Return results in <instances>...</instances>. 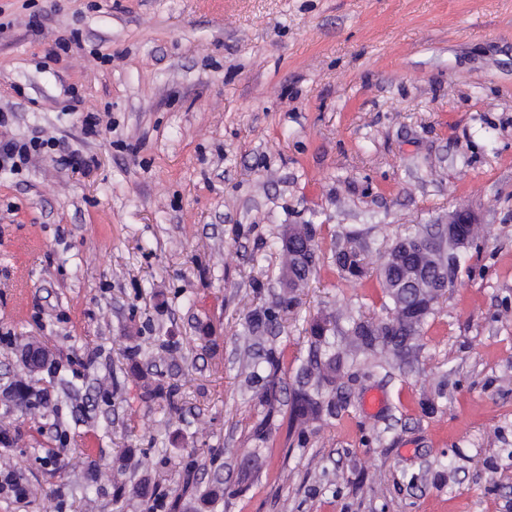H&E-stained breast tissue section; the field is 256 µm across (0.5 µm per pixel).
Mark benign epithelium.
<instances>
[{"label":"benign epithelium","mask_w":512,"mask_h":512,"mask_svg":"<svg viewBox=\"0 0 512 512\" xmlns=\"http://www.w3.org/2000/svg\"><path fill=\"white\" fill-rule=\"evenodd\" d=\"M471 225V232L462 234L458 225ZM480 225L469 210H457L448 220L426 229L418 236L402 237L389 250L386 260L404 270L405 283L417 292L421 305L436 304L448 288L459 252L479 233ZM304 266L315 270L318 254L313 235L302 238L299 247Z\"/></svg>","instance_id":"obj_1"}]
</instances>
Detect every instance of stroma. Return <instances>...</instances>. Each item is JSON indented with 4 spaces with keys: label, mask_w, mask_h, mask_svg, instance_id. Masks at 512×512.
I'll list each match as a JSON object with an SVG mask.
<instances>
[{
    "label": "stroma",
    "mask_w": 512,
    "mask_h": 512,
    "mask_svg": "<svg viewBox=\"0 0 512 512\" xmlns=\"http://www.w3.org/2000/svg\"><path fill=\"white\" fill-rule=\"evenodd\" d=\"M0 110L93 160L0 169V391L51 396L0 402V512H512V0H0ZM460 208L482 233L405 360L338 343V415L290 431L312 322L385 317L383 255ZM294 224L319 264L270 411L243 326Z\"/></svg>",
    "instance_id": "stroma-1"
}]
</instances>
